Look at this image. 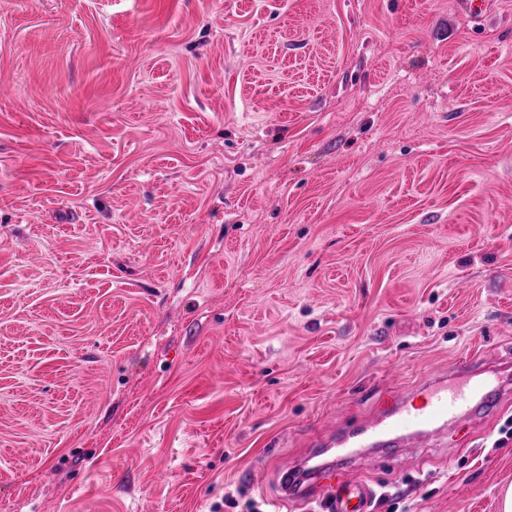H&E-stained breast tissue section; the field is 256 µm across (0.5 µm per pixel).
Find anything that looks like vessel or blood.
Instances as JSON below:
<instances>
[{"mask_svg":"<svg viewBox=\"0 0 512 512\" xmlns=\"http://www.w3.org/2000/svg\"><path fill=\"white\" fill-rule=\"evenodd\" d=\"M505 362L497 349H485L482 358L449 364L418 385L386 386L366 418L353 427L331 429L315 440L319 453L332 448L418 447L446 439L448 430L466 422L496 417L512 378L501 376ZM280 495L272 512H286L288 505H305L310 492L324 490L317 512H373L374 488L359 479H347L342 469L290 462L279 476Z\"/></svg>","mask_w":512,"mask_h":512,"instance_id":"1","label":"vessel or blood"}]
</instances>
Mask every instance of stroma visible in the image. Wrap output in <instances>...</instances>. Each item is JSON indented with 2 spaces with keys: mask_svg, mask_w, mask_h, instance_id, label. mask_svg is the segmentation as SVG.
I'll return each instance as SVG.
<instances>
[{
  "mask_svg": "<svg viewBox=\"0 0 512 512\" xmlns=\"http://www.w3.org/2000/svg\"><path fill=\"white\" fill-rule=\"evenodd\" d=\"M0 0V512H268L277 465L512 354V0ZM355 452L501 512L496 423Z\"/></svg>",
  "mask_w": 512,
  "mask_h": 512,
  "instance_id": "35a3bbf8",
  "label": "stroma"
}]
</instances>
